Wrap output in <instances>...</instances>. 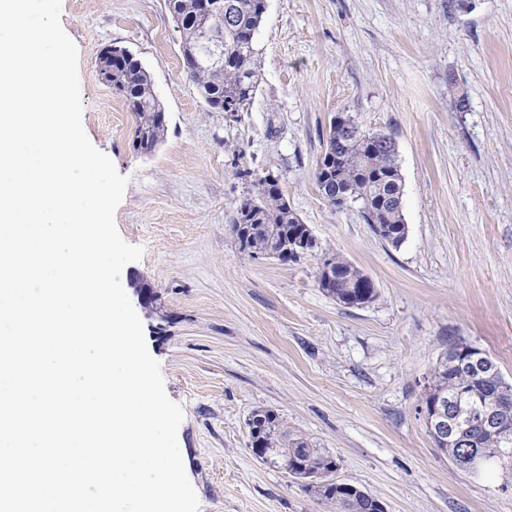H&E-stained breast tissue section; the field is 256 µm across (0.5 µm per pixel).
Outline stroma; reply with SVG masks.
<instances>
[{"label":"stroma","mask_w":512,"mask_h":512,"mask_svg":"<svg viewBox=\"0 0 512 512\" xmlns=\"http://www.w3.org/2000/svg\"><path fill=\"white\" fill-rule=\"evenodd\" d=\"M267 3L257 94L247 111L215 112L184 70L166 0H62L84 130L127 180L116 226L143 250L121 283L140 277L158 297L136 312L183 411L177 440L200 512H332L252 454L258 407L335 455L337 479L386 512H512V470L461 469L419 412L437 360L460 343L512 382V0ZM107 46L151 74L167 116L151 154L134 150L137 117L99 74ZM339 114L396 143L399 247L359 204L330 206L318 190ZM268 173L315 254L239 252L235 207ZM328 253L372 280V301L346 307L319 287Z\"/></svg>","instance_id":"stroma-1"}]
</instances>
